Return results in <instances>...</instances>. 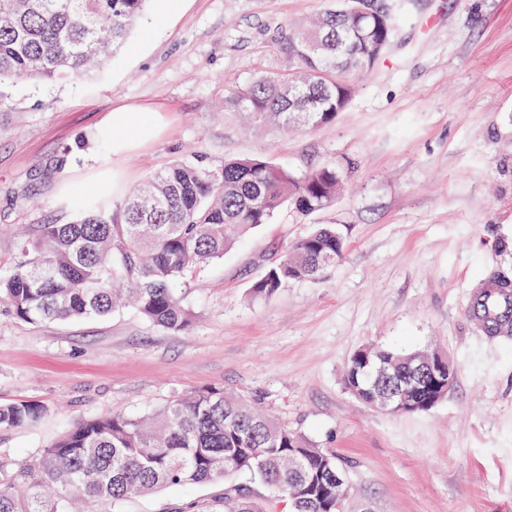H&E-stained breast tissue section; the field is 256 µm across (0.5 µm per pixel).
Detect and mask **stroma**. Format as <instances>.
<instances>
[{
    "label": "stroma",
    "instance_id": "obj_1",
    "mask_svg": "<svg viewBox=\"0 0 512 512\" xmlns=\"http://www.w3.org/2000/svg\"><path fill=\"white\" fill-rule=\"evenodd\" d=\"M330 0H151L122 49L90 75L0 78V274L23 224L64 223L72 189L115 200L173 160L263 157L304 176L333 166L326 208L283 207L185 281L192 325L170 332L123 308L33 325L0 311V404L36 402L37 423L0 431V465L38 455L74 424L142 417L193 391L251 400L333 451L370 512H512V337L470 313L483 280L512 274V0H412L333 123L249 125L224 98L282 70L279 40ZM160 116L157 135L113 154L109 112ZM317 224L344 252L270 297L252 284ZM437 347L457 367L424 413L389 415L344 385L351 354ZM215 480L128 498L122 512H205Z\"/></svg>",
    "mask_w": 512,
    "mask_h": 512
}]
</instances>
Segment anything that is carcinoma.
Listing matches in <instances>:
<instances>
[{
	"label": "carcinoma",
	"mask_w": 512,
	"mask_h": 512,
	"mask_svg": "<svg viewBox=\"0 0 512 512\" xmlns=\"http://www.w3.org/2000/svg\"><path fill=\"white\" fill-rule=\"evenodd\" d=\"M150 0H0V76L53 79L80 75L116 53ZM336 0L309 28L287 31L279 49L286 68L239 88L231 106L259 123L315 128L332 123L349 104L351 76L368 72L390 45L404 16L396 0ZM341 177L322 167L302 178L262 158L212 167L176 160L133 189L121 202L109 189L75 190L74 219L29 224L15 241L17 260L0 276V303L27 323L110 313L132 299L139 314L164 329L189 327L191 313L177 287L224 256L235 239L268 223L286 202L302 214L327 207ZM344 237L319 225L296 242L252 285L271 296L290 279L308 278L324 257L342 256ZM496 294L483 293L471 307L492 323ZM354 352L345 385L372 404L378 393L402 382L413 356L375 349L392 366V379L369 372ZM448 396V386L413 398L426 412ZM46 413L31 402L0 406V428H22ZM343 469L336 455L280 426L247 400L217 388L196 391L142 418L120 414L86 420L42 453L18 462L0 483V512H66L77 495L104 512H120L134 494L163 487L226 479L224 512H275L281 499L290 512H344L330 485ZM246 473L272 496L227 479Z\"/></svg>",
	"instance_id": "carcinoma-1"
}]
</instances>
